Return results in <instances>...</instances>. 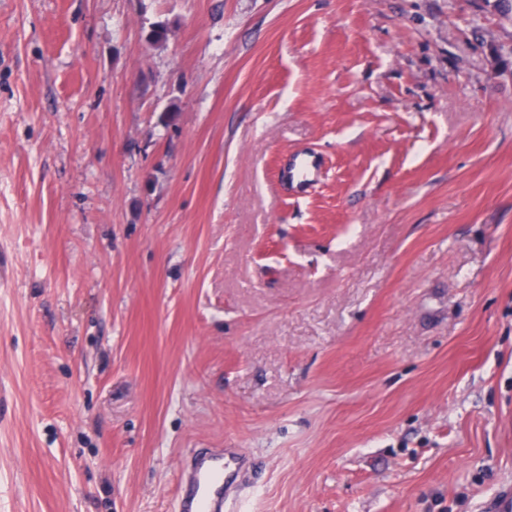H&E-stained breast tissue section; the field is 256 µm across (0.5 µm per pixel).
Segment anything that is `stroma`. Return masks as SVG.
Returning <instances> with one entry per match:
<instances>
[{
	"mask_svg": "<svg viewBox=\"0 0 512 512\" xmlns=\"http://www.w3.org/2000/svg\"><path fill=\"white\" fill-rule=\"evenodd\" d=\"M194 448L242 512L512 481V5L0 0V512H175ZM320 171V158L315 154L304 153L288 159L283 175L292 186L304 190L319 176Z\"/></svg>",
	"mask_w": 512,
	"mask_h": 512,
	"instance_id": "35a3bbf8",
	"label": "stroma"
}]
</instances>
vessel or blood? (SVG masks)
<instances>
[{"label": "vessel or blood", "mask_w": 512, "mask_h": 512, "mask_svg": "<svg viewBox=\"0 0 512 512\" xmlns=\"http://www.w3.org/2000/svg\"><path fill=\"white\" fill-rule=\"evenodd\" d=\"M321 171V160L311 153L290 157L283 172L297 189H306ZM243 476L239 461L207 448L193 450L179 472L177 512H234L231 490Z\"/></svg>", "instance_id": "obj_1"}]
</instances>
